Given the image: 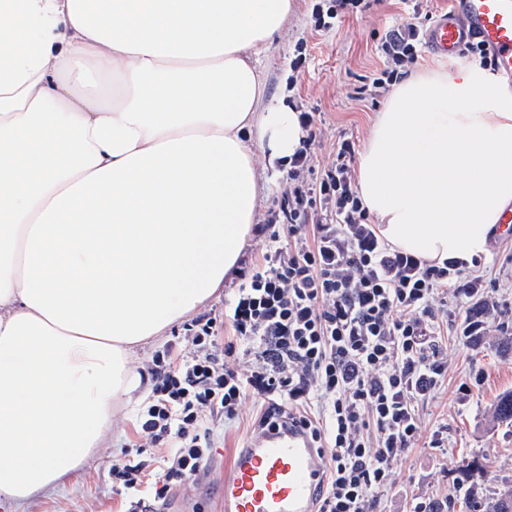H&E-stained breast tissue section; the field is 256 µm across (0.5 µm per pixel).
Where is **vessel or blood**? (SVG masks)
<instances>
[{"instance_id": "obj_1", "label": "vessel or blood", "mask_w": 512, "mask_h": 512, "mask_svg": "<svg viewBox=\"0 0 512 512\" xmlns=\"http://www.w3.org/2000/svg\"><path fill=\"white\" fill-rule=\"evenodd\" d=\"M423 43L447 59L483 44L498 76L512 82V0H451L424 29ZM322 472L300 427L267 433L236 453L224 480V512H314Z\"/></svg>"}]
</instances>
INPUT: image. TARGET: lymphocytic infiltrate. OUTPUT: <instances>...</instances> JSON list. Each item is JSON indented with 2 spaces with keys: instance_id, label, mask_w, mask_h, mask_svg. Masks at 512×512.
<instances>
[{
  "instance_id": "obj_1",
  "label": "lymphocytic infiltrate",
  "mask_w": 512,
  "mask_h": 512,
  "mask_svg": "<svg viewBox=\"0 0 512 512\" xmlns=\"http://www.w3.org/2000/svg\"><path fill=\"white\" fill-rule=\"evenodd\" d=\"M419 23L382 46L384 88L413 62ZM288 162V190L241 259L224 317L185 324L188 355L155 356L153 388L135 443L112 468L133 501L156 512L173 482L197 476L217 429L247 398L262 408L253 432L293 419L326 461L317 512H378L397 464L421 437V402L437 398L450 362L441 338L487 335L512 314L480 260L431 263L386 243L355 186V143L339 140L319 178L310 148L313 113Z\"/></svg>"
}]
</instances>
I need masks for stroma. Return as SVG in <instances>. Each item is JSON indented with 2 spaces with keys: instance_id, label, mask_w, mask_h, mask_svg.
<instances>
[{
  "instance_id": "35a3bbf8",
  "label": "stroma",
  "mask_w": 512,
  "mask_h": 512,
  "mask_svg": "<svg viewBox=\"0 0 512 512\" xmlns=\"http://www.w3.org/2000/svg\"><path fill=\"white\" fill-rule=\"evenodd\" d=\"M327 2L296 0L287 27L259 58L267 99H284L296 111L314 113L318 133L311 154L317 173L340 138L364 147L384 99L369 94L359 99L355 91L384 69L385 38L413 13L436 15L447 9L449 0H371L368 8L347 13L341 21L316 26L313 8ZM507 333L512 335V325L471 342L447 337L452 361L448 390L421 406L422 436L396 467L391 487L381 496L382 512H408L413 500L459 497L470 487L488 496L512 484V424L492 418L498 397L512 391V352L500 348ZM475 377L479 385L458 398V384ZM260 407L252 399L243 404L205 468L174 485L161 512H221L224 473L250 435ZM137 413L134 407L115 409L105 448L65 486L42 493L20 510L1 496L0 512H120L122 498L112 466L122 446L137 437ZM441 427L448 430L447 441L444 447H431V435Z\"/></svg>"
}]
</instances>
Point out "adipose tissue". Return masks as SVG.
I'll return each instance as SVG.
<instances>
[{
  "instance_id": "adipose-tissue-1",
  "label": "adipose tissue",
  "mask_w": 512,
  "mask_h": 512,
  "mask_svg": "<svg viewBox=\"0 0 512 512\" xmlns=\"http://www.w3.org/2000/svg\"><path fill=\"white\" fill-rule=\"evenodd\" d=\"M293 0H0V495L23 505L149 390L138 347L235 270L297 112L256 57ZM380 236L486 254L512 204V89L472 64L395 86L359 156Z\"/></svg>"
}]
</instances>
